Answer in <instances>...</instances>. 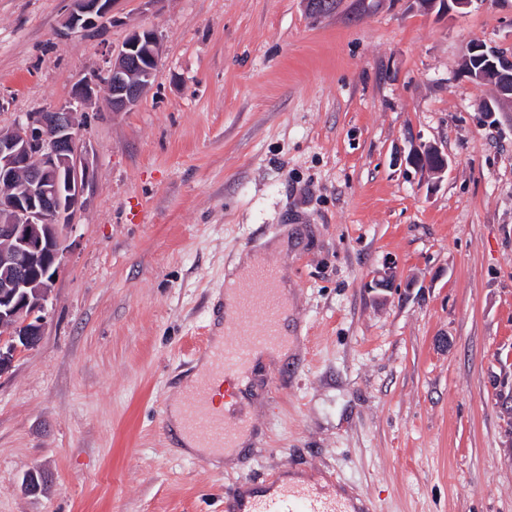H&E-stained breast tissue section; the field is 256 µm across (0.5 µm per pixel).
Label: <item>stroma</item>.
Wrapping results in <instances>:
<instances>
[{"label":"stroma","instance_id":"stroma-1","mask_svg":"<svg viewBox=\"0 0 512 512\" xmlns=\"http://www.w3.org/2000/svg\"><path fill=\"white\" fill-rule=\"evenodd\" d=\"M71 8L0 0V129L133 29L162 55L134 106L85 110L89 200L0 376V512H224L291 473L371 512H512V102L480 112L464 70L471 39L512 52V0H119L67 35ZM420 144L443 174L406 164ZM277 238L290 352L239 389L233 458L185 452L164 412L230 264Z\"/></svg>","mask_w":512,"mask_h":512}]
</instances>
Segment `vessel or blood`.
<instances>
[{"label": "vessel or blood", "mask_w": 512, "mask_h": 512, "mask_svg": "<svg viewBox=\"0 0 512 512\" xmlns=\"http://www.w3.org/2000/svg\"><path fill=\"white\" fill-rule=\"evenodd\" d=\"M249 287H237L236 311L224 322L222 340H208L201 351L208 366L186 397L183 429L198 447L221 451L235 447L249 430L253 418L241 404L216 405L214 389L242 383L248 377L252 356L258 349L281 342L280 313L283 303L277 288L279 271L258 264L248 275ZM225 512H355L354 505L311 484H287L276 492L242 506L237 499L224 503Z\"/></svg>", "instance_id": "b4317fda"}]
</instances>
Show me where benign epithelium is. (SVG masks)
Instances as JSON below:
<instances>
[{
    "label": "benign epithelium",
    "mask_w": 512,
    "mask_h": 512,
    "mask_svg": "<svg viewBox=\"0 0 512 512\" xmlns=\"http://www.w3.org/2000/svg\"><path fill=\"white\" fill-rule=\"evenodd\" d=\"M117 0H75L65 20L69 30L86 31L112 18ZM467 75L484 82L495 76L496 95L481 110L512 98V56L501 54L480 39L466 47ZM160 41L152 30H135L111 54L106 71L112 111L135 105L149 86L154 69L138 73L140 59L158 63ZM86 79L76 91L87 104L99 88ZM78 107L72 102L47 112H31L9 129H0V376L18 355L34 348L43 335V311L54 278L63 269L64 230L75 223L86 203L90 184L87 150L81 138ZM406 163L433 175L442 174L447 158L432 145L410 150Z\"/></svg>",
    "instance_id": "obj_1"
}]
</instances>
